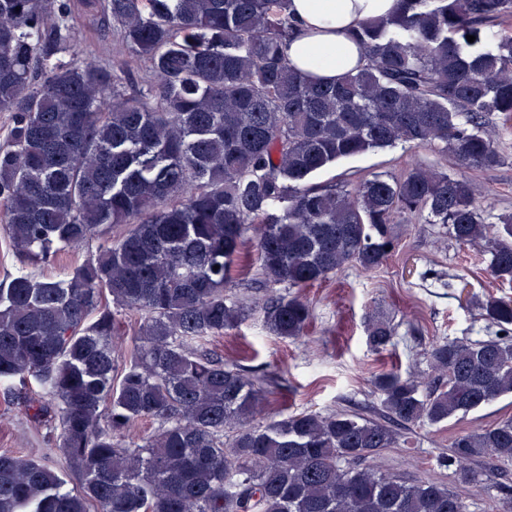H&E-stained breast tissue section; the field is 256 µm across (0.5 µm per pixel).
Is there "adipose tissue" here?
Listing matches in <instances>:
<instances>
[{
	"mask_svg": "<svg viewBox=\"0 0 512 512\" xmlns=\"http://www.w3.org/2000/svg\"><path fill=\"white\" fill-rule=\"evenodd\" d=\"M395 6L396 0H289L288 11L299 29L285 47L289 64L311 79L336 80L363 63L348 31Z\"/></svg>",
	"mask_w": 512,
	"mask_h": 512,
	"instance_id": "ef3b65f1",
	"label": "adipose tissue"
}]
</instances>
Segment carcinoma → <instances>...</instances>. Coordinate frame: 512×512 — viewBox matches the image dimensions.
Masks as SVG:
<instances>
[{
  "mask_svg": "<svg viewBox=\"0 0 512 512\" xmlns=\"http://www.w3.org/2000/svg\"><path fill=\"white\" fill-rule=\"evenodd\" d=\"M511 15L512 0H397L349 34L366 65L322 84L287 61V0H0V224L31 265L101 239L62 277L0 283L4 400L47 444L0 453V512H467L446 484L362 462L402 428L512 396V298L484 306L506 336L433 343L422 381L378 375V419L254 425L261 380L209 342L248 316L226 288L251 231L265 280L288 289L379 267L414 215L512 282V214L486 223L467 176L504 163L487 124L512 119V29L491 50L483 29ZM80 21L112 31V61L64 59ZM437 141L458 172L418 161L311 182L342 159ZM262 310L285 339L312 317L291 292ZM394 336L383 317L368 326L376 351ZM31 378L40 392L21 394L14 382ZM144 419L158 427L134 435ZM488 457L512 461V417L455 436L439 464L473 484L484 474L465 464Z\"/></svg>",
  "mask_w": 512,
  "mask_h": 512,
  "instance_id": "1",
  "label": "carcinoma"
}]
</instances>
